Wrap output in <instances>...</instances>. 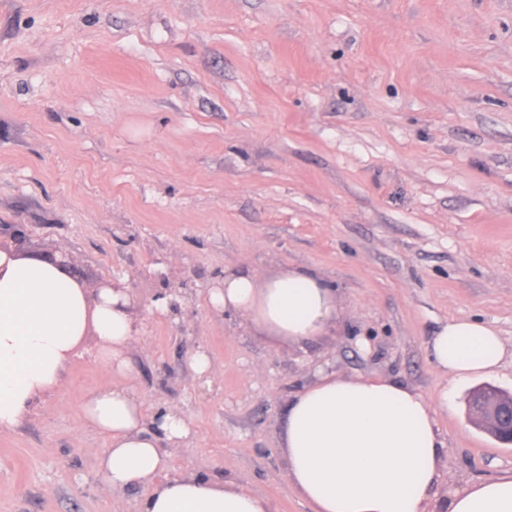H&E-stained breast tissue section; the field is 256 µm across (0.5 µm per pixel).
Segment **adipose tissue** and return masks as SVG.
Wrapping results in <instances>:
<instances>
[{"label":"adipose tissue","instance_id":"ef3b65f1","mask_svg":"<svg viewBox=\"0 0 512 512\" xmlns=\"http://www.w3.org/2000/svg\"><path fill=\"white\" fill-rule=\"evenodd\" d=\"M208 299L261 334L298 345L322 336L338 309L335 289L300 267L225 271ZM129 306L125 293L109 288L89 301L57 266L0 247V431L58 384L87 331L97 334L106 366L127 372L125 349L138 334ZM429 344L452 385L495 371L504 357L498 332L476 320L440 323ZM449 404V393L434 404L389 377L320 375L286 407L280 448L288 479L310 512H512V471L440 491L448 448L436 415ZM84 418L106 443L105 482L143 489L139 512H270L239 482L171 472L164 444L192 434L178 411L148 409L116 384L88 397Z\"/></svg>","mask_w":512,"mask_h":512}]
</instances>
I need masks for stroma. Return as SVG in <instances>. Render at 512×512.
I'll return each mask as SVG.
<instances>
[{"label":"stroma","instance_id":"stroma-1","mask_svg":"<svg viewBox=\"0 0 512 512\" xmlns=\"http://www.w3.org/2000/svg\"><path fill=\"white\" fill-rule=\"evenodd\" d=\"M16 224L87 291L125 288L141 334L125 377L87 332L0 432V512H138L83 416L120 383L183 413L174 470L308 512L277 450L288 397L327 372L438 402L428 340L454 318L505 355L439 410L441 482L512 470L467 407L479 386L512 394V0H0V228ZM288 265L338 296L313 342L207 301L225 269Z\"/></svg>","mask_w":512,"mask_h":512}]
</instances>
